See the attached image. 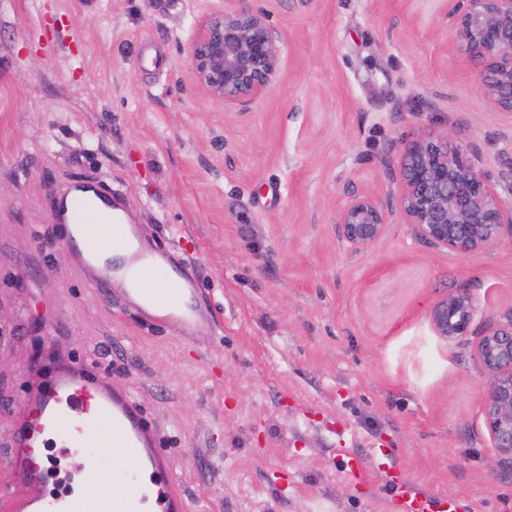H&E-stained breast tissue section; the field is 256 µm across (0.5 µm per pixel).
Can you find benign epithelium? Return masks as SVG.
I'll return each instance as SVG.
<instances>
[{"label": "benign epithelium", "mask_w": 512, "mask_h": 512, "mask_svg": "<svg viewBox=\"0 0 512 512\" xmlns=\"http://www.w3.org/2000/svg\"><path fill=\"white\" fill-rule=\"evenodd\" d=\"M455 39L480 61V83L490 104L512 112V0H448ZM193 81L226 106L246 108L276 82L280 49L264 13L249 7L199 16L187 37ZM400 207L405 223L423 241L458 254L512 246V167L500 180L477 169L452 134H428L403 145L399 166ZM387 223L385 206L352 195L337 224L356 247L375 241ZM482 313L462 289L436 306L437 334L461 342ZM485 369L483 412L495 460H512V312L484 317L475 346Z\"/></svg>", "instance_id": "obj_1"}]
</instances>
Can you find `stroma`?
<instances>
[{
	"label": "stroma",
	"mask_w": 512,
	"mask_h": 512,
	"mask_svg": "<svg viewBox=\"0 0 512 512\" xmlns=\"http://www.w3.org/2000/svg\"><path fill=\"white\" fill-rule=\"evenodd\" d=\"M278 35L249 108L212 100L186 37L237 0H0V499L14 418L51 359L130 391L172 457L188 512H512L473 342L438 336L459 289L512 312V247L459 255L405 224L404 143L451 132L491 175L512 112L489 106L446 0H249ZM118 193L146 246L189 259L194 335L149 327L125 290L63 257L51 204ZM383 202L365 247L337 216ZM358 461L361 470L349 469ZM387 222L385 206L367 195H352L341 209L336 223L342 237L355 247L375 241Z\"/></svg>",
	"instance_id": "35a3bbf8"
}]
</instances>
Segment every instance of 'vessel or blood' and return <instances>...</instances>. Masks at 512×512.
Here are the masks:
<instances>
[{
  "label": "vessel or blood",
  "instance_id": "vessel-or-blood-1",
  "mask_svg": "<svg viewBox=\"0 0 512 512\" xmlns=\"http://www.w3.org/2000/svg\"><path fill=\"white\" fill-rule=\"evenodd\" d=\"M56 222L64 231L69 262L95 273L106 263L110 273L127 280V305L148 325L173 323L183 331L198 324L201 313L189 304L196 281L188 265L143 250L132 225L114 212L111 196L91 185L75 186L71 196L54 202ZM104 215L112 225L104 249L84 247L88 221ZM111 429L97 431L95 419ZM100 448L113 445L121 459L112 472V512H186V500L165 459L150 423L131 395L112 386L100 371L70 360L56 362L35 407L23 410L10 441L8 470L26 488L23 496L0 501V512H102V494L74 498L72 491L45 489L47 471L35 460L39 448Z\"/></svg>",
  "mask_w": 512,
  "mask_h": 512
}]
</instances>
